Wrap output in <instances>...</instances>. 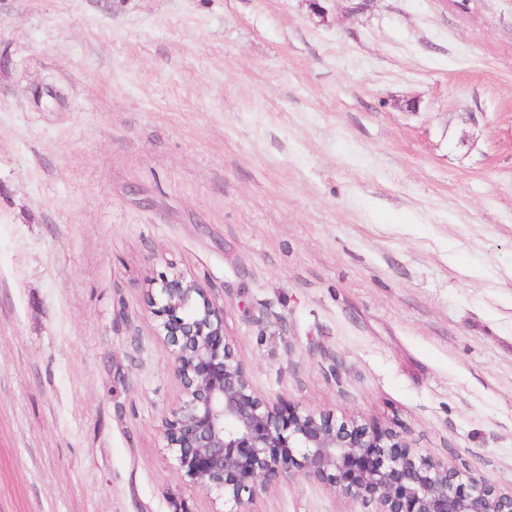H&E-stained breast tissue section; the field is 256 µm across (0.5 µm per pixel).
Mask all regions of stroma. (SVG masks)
Instances as JSON below:
<instances>
[{"label": "stroma", "instance_id": "35a3bbf8", "mask_svg": "<svg viewBox=\"0 0 512 512\" xmlns=\"http://www.w3.org/2000/svg\"><path fill=\"white\" fill-rule=\"evenodd\" d=\"M351 3L0 0V512H222L163 448L174 269L258 393L512 488V0Z\"/></svg>", "mask_w": 512, "mask_h": 512}]
</instances>
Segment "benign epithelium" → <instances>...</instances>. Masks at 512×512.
I'll return each instance as SVG.
<instances>
[{"instance_id":"obj_1","label":"benign epithelium","mask_w":512,"mask_h":512,"mask_svg":"<svg viewBox=\"0 0 512 512\" xmlns=\"http://www.w3.org/2000/svg\"><path fill=\"white\" fill-rule=\"evenodd\" d=\"M150 296L182 392L164 448L186 481L222 494L224 512H252L259 494L297 472L373 512H512V490L411 448L389 427L281 413L253 388L224 338V309L196 280L174 271Z\"/></svg>"}]
</instances>
